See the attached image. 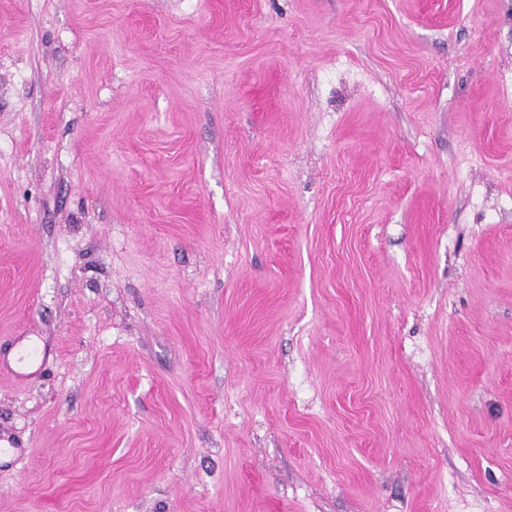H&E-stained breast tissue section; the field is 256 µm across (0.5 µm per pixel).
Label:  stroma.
I'll return each mask as SVG.
<instances>
[{
  "label": "stroma",
  "mask_w": 512,
  "mask_h": 512,
  "mask_svg": "<svg viewBox=\"0 0 512 512\" xmlns=\"http://www.w3.org/2000/svg\"><path fill=\"white\" fill-rule=\"evenodd\" d=\"M3 441L0 512H512V0H0Z\"/></svg>",
  "instance_id": "obj_1"
}]
</instances>
